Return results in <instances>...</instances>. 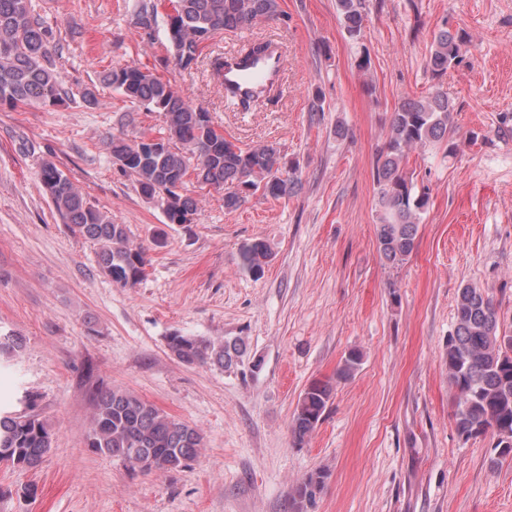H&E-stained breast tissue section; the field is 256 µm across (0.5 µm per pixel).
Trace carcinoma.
Wrapping results in <instances>:
<instances>
[{
  "mask_svg": "<svg viewBox=\"0 0 512 512\" xmlns=\"http://www.w3.org/2000/svg\"><path fill=\"white\" fill-rule=\"evenodd\" d=\"M171 5L166 37L176 65L183 70L198 68L204 44L215 34L241 31L260 20L281 16L279 0H172ZM366 9L367 0H337L346 33L355 42L362 39ZM158 15L155 0H138L131 25L150 35ZM464 43L463 35L446 25L434 34L427 60L432 78H441L460 61ZM269 48L270 42L258 40L241 53L257 63ZM62 50L32 0H0V105L53 107L69 99L70 90L55 71V58ZM102 81L132 105L164 117L160 137L137 141L114 136L110 142L115 163L135 178L142 195L159 196L177 184L183 189L192 173L197 183L224 190V209L236 211L257 192L278 200L298 186L296 169L288 167L276 144L242 148L226 139L207 109L187 102L150 70L125 64L107 70ZM453 112L448 93L434 85L427 96L407 99L391 114L373 179L383 209L376 225L378 249L393 265L403 263L413 252L421 214L429 201L428 192L417 190L405 170L406 152L442 143L453 151ZM39 180L69 230L97 245L101 271L122 287H135L145 273L146 251L129 243L126 226L91 204L53 161L42 162ZM197 213V199L181 191L173 193L165 211L170 224H183ZM270 257L268 244L254 240L241 250V268L259 277ZM23 347L21 337L0 331V363L17 357ZM167 348L184 364L221 370L241 363L246 353L240 337L214 341L179 332L167 336ZM447 363L458 434L469 440L491 432L500 437L492 461L511 458L512 335L500 331L498 306L488 290L474 285L459 290ZM360 364L361 354L349 351L336 370V379L349 380ZM332 392L330 382L314 381L299 395L291 420L297 445L321 421ZM202 441L197 428L122 389L97 396L87 435L88 447L122 462L134 473L184 468L198 455ZM51 448V430L40 415L0 408V463L35 469ZM326 478V472L319 470L296 485L293 501L299 512L315 499Z\"/></svg>",
  "mask_w": 512,
  "mask_h": 512,
  "instance_id": "obj_1",
  "label": "carcinoma"
}]
</instances>
